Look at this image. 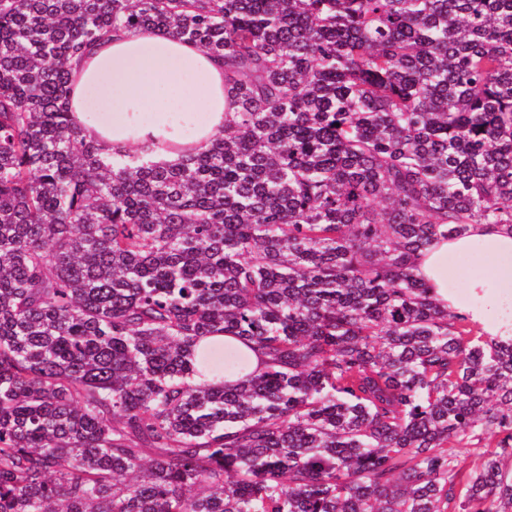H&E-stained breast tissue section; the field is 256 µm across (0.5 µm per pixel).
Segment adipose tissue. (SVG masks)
Here are the masks:
<instances>
[{
	"instance_id": "obj_1",
	"label": "adipose tissue",
	"mask_w": 512,
	"mask_h": 512,
	"mask_svg": "<svg viewBox=\"0 0 512 512\" xmlns=\"http://www.w3.org/2000/svg\"><path fill=\"white\" fill-rule=\"evenodd\" d=\"M72 117L101 155L162 141L153 160L179 165L207 152L224 128V66L172 35L149 30L106 37L74 71ZM417 273L435 300L481 335L512 340V231L474 224L434 241Z\"/></svg>"
}]
</instances>
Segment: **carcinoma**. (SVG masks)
Masks as SVG:
<instances>
[{"instance_id":"carcinoma-1","label":"carcinoma","mask_w":512,"mask_h":512,"mask_svg":"<svg viewBox=\"0 0 512 512\" xmlns=\"http://www.w3.org/2000/svg\"><path fill=\"white\" fill-rule=\"evenodd\" d=\"M141 29L224 63L176 167L71 119ZM472 224L512 228V0H0V512H512V341L416 274Z\"/></svg>"}]
</instances>
